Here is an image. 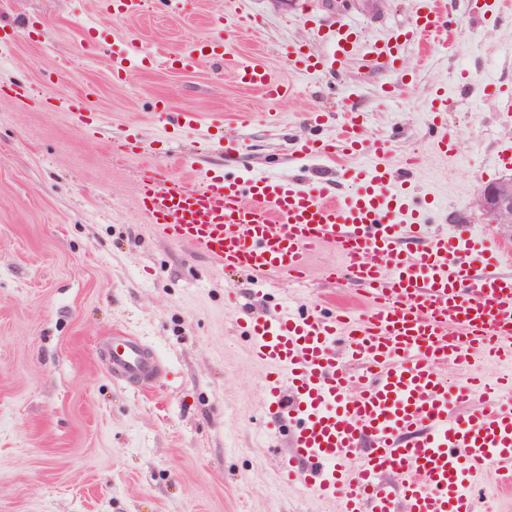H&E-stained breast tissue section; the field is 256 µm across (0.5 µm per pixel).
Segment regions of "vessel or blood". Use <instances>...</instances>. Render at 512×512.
Segmentation results:
<instances>
[{
    "instance_id": "obj_1",
    "label": "vessel or blood",
    "mask_w": 512,
    "mask_h": 512,
    "mask_svg": "<svg viewBox=\"0 0 512 512\" xmlns=\"http://www.w3.org/2000/svg\"><path fill=\"white\" fill-rule=\"evenodd\" d=\"M417 2L412 39L447 32L441 0ZM349 45L344 34L330 56L295 52L293 66L319 72L341 62ZM141 54L134 38L112 50L114 76L136 66ZM206 60L232 70L270 103L290 91L266 60L236 57L216 40L198 41L167 62L186 71ZM340 143L353 154L386 149L383 141L364 140L355 113ZM350 177L355 190L335 198L321 185L267 174L163 185L151 171L141 204L172 241L191 242L225 270L300 282L312 252L330 247L341 263L325 269V277L364 286L372 303L367 311L282 309L247 324L255 358L270 367L269 415L295 426L280 461L289 480L307 466V490L339 502L340 512H474L484 475L494 474L499 490L512 488V399L501 395L512 389V370L461 385L441 366L512 367V274L497 263L476 266L463 234L423 237V211L411 205L406 188L394 187L386 168L363 163ZM409 232L424 240L413 253L401 248ZM342 336L348 346L340 355L335 343ZM157 367L137 340L112 347V368L128 380L147 379ZM470 399L475 410L458 416ZM385 472L396 475L394 484L381 483Z\"/></svg>"
}]
</instances>
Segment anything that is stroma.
Wrapping results in <instances>:
<instances>
[{
  "label": "stroma",
  "instance_id": "stroma-1",
  "mask_svg": "<svg viewBox=\"0 0 512 512\" xmlns=\"http://www.w3.org/2000/svg\"><path fill=\"white\" fill-rule=\"evenodd\" d=\"M454 41L420 48L406 37L414 0H149L117 20L99 0H0V512H338L284 480L288 433L268 417L265 366L252 353L244 310L363 304L358 285L333 283L313 254L304 282L275 273L227 274L194 245L175 243L142 213L144 167L198 180L213 173L305 178L345 195L354 155L302 157L305 139L335 140L345 112L382 157L434 200L426 234L474 227L475 240L508 237L475 205L481 189L512 176V9L498 0H446ZM258 28L227 25L228 12ZM353 32L343 62L314 75L288 53L328 50L327 34ZM109 41L134 37L150 62L115 79L85 27ZM220 38L241 57L264 55L292 93L265 119L262 94L204 62L182 72L168 54ZM398 43L393 64L373 46ZM80 99L99 121L84 130L58 98ZM441 97L448 150L433 146L431 103ZM193 112L175 128L166 112ZM321 113L313 123L311 113ZM137 136L135 154L112 148ZM241 140L224 154L223 139ZM236 303H228V296ZM132 336L158 360L134 383L112 370L116 338Z\"/></svg>",
  "mask_w": 512,
  "mask_h": 512
}]
</instances>
